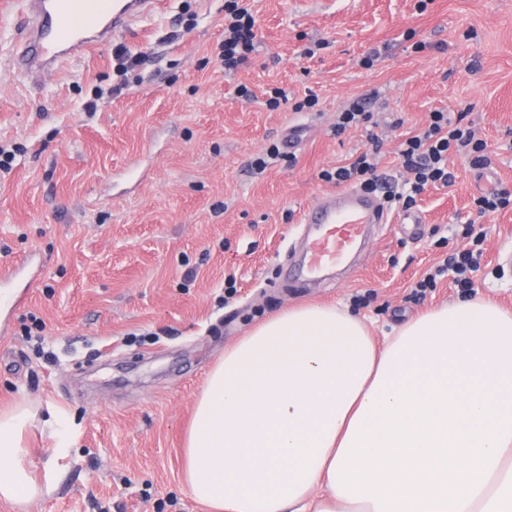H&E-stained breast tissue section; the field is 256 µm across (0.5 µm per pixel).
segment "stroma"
Listing matches in <instances>:
<instances>
[{"mask_svg":"<svg viewBox=\"0 0 512 512\" xmlns=\"http://www.w3.org/2000/svg\"><path fill=\"white\" fill-rule=\"evenodd\" d=\"M254 9L256 48L234 70L217 57L224 0H159L117 38L145 65L118 73L107 44L35 80L10 68L22 19L0 0V146L18 151L0 174V263L46 262L0 335V409L53 405L75 429L60 483L24 511L0 500V512H208L182 484L195 397L225 349L288 307L348 308L379 339L474 294L512 311V269L497 261L512 254V210L482 217L474 206L512 187V0ZM274 87L290 102L273 111ZM308 92L317 106L293 111ZM358 97L369 126L335 133ZM435 110L466 113L489 164L450 157L452 185L417 199L419 234L383 225L335 277L289 282L304 210L336 189L321 171L350 163L372 133L378 174L403 184L398 145ZM287 132L296 148L254 174L252 159ZM478 233L473 288L448 272L416 297L414 283ZM32 314L42 337L23 331Z\"/></svg>","mask_w":512,"mask_h":512,"instance_id":"1","label":"stroma"}]
</instances>
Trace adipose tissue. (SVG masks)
I'll return each instance as SVG.
<instances>
[{
  "label": "adipose tissue",
  "instance_id": "obj_1",
  "mask_svg": "<svg viewBox=\"0 0 512 512\" xmlns=\"http://www.w3.org/2000/svg\"><path fill=\"white\" fill-rule=\"evenodd\" d=\"M64 414L0 411V499L30 504L61 471L27 434ZM183 486L209 512H512V313L483 299L410 318L377 344L335 306L266 319L209 372Z\"/></svg>",
  "mask_w": 512,
  "mask_h": 512
}]
</instances>
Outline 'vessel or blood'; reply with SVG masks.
Here are the masks:
<instances>
[{"label": "vessel or blood", "mask_w": 512, "mask_h": 512, "mask_svg": "<svg viewBox=\"0 0 512 512\" xmlns=\"http://www.w3.org/2000/svg\"><path fill=\"white\" fill-rule=\"evenodd\" d=\"M154 7V0H26L25 9L33 24L17 72L45 71L109 43L117 32L148 16ZM302 221L315 225L317 232L293 273L314 277L345 259L359 239L389 223L390 217L377 197L346 189L308 206ZM42 269V263L31 258L1 264L0 293H9L12 305L23 304L24 288L38 279Z\"/></svg>", "instance_id": "vessel-or-blood-1"}]
</instances>
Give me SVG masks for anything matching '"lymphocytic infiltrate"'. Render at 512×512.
Masks as SVG:
<instances>
[{
    "label": "lymphocytic infiltrate",
    "instance_id": "obj_1",
    "mask_svg": "<svg viewBox=\"0 0 512 512\" xmlns=\"http://www.w3.org/2000/svg\"><path fill=\"white\" fill-rule=\"evenodd\" d=\"M256 20L247 0H224V41L218 53L225 69L238 68L248 62L254 49ZM369 149L362 151L347 165L322 170L323 181L337 185L353 183L369 192H382L388 205L410 210L419 195L428 187L449 186L454 180L448 169V157L455 154L464 157L471 165L481 166L489 160L488 144L478 138L475 131L435 110L429 115L424 130L407 137L399 145L398 156L409 178L402 190L384 189L376 172L374 145L376 135H369Z\"/></svg>",
    "mask_w": 512,
    "mask_h": 512
}]
</instances>
